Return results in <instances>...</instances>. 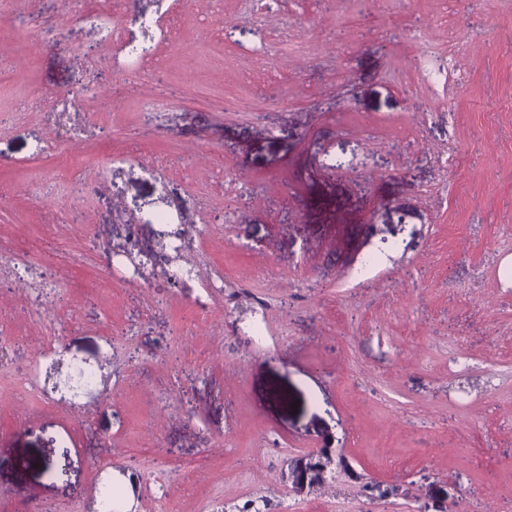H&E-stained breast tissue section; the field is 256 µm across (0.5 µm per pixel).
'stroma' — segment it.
<instances>
[{"label": "stroma", "mask_w": 512, "mask_h": 512, "mask_svg": "<svg viewBox=\"0 0 512 512\" xmlns=\"http://www.w3.org/2000/svg\"><path fill=\"white\" fill-rule=\"evenodd\" d=\"M86 4L0 21V512H512V0Z\"/></svg>", "instance_id": "35a3bbf8"}]
</instances>
